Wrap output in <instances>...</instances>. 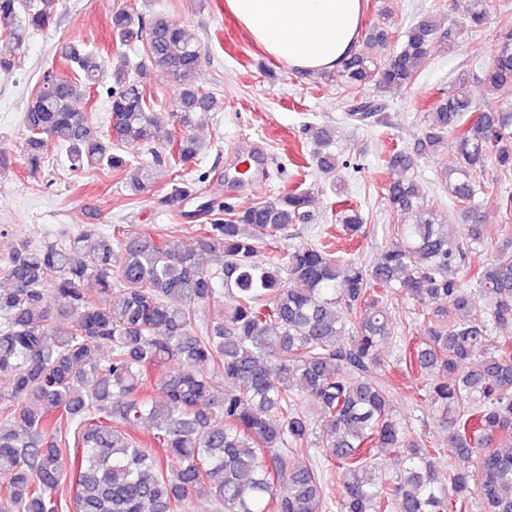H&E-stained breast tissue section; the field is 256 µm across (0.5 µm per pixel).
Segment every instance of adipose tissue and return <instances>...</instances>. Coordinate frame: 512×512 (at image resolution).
<instances>
[{
  "instance_id": "1",
  "label": "adipose tissue",
  "mask_w": 512,
  "mask_h": 512,
  "mask_svg": "<svg viewBox=\"0 0 512 512\" xmlns=\"http://www.w3.org/2000/svg\"><path fill=\"white\" fill-rule=\"evenodd\" d=\"M274 59L305 71L334 69L361 36V0H225Z\"/></svg>"
}]
</instances>
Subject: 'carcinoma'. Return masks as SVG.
<instances>
[{"label": "carcinoma", "instance_id": "carcinoma-1", "mask_svg": "<svg viewBox=\"0 0 512 512\" xmlns=\"http://www.w3.org/2000/svg\"><path fill=\"white\" fill-rule=\"evenodd\" d=\"M61 0H0V68L28 29L56 20ZM487 0H469L461 23L479 30ZM121 45L146 41L135 66L118 55L111 68L109 134L102 135L74 102L99 83V54L79 40L60 43L73 76L43 72L24 116L21 161L41 167L51 146L71 169L125 173L143 192L154 169L112 150V141L168 150L176 169L160 203L197 194L184 178L205 142L198 114L211 97L188 82L200 57L186 30L155 13L117 8L110 16ZM500 43L483 83L486 98L512 96V14L500 17ZM452 29L425 15L401 31L385 58L387 33L374 29L337 65L347 86H413L432 43ZM178 86L176 138L156 120L146 82L155 71ZM345 118L358 127L383 123L374 100ZM312 162L332 175L335 129L311 126ZM453 136L456 160L444 169L454 205L470 212L479 193L499 191L501 239L482 224H454L438 214L417 177L416 158L435 156ZM384 199L409 224H395L369 264L339 257L326 238L273 246L311 219L313 193L291 190L244 210L210 200L195 244L182 248L157 231L92 224L36 247L21 243L0 276V512H63L56 490L75 484L72 512H184L208 498L217 512H461L471 499L482 512H512V103H478L460 77L424 115L416 150L396 151ZM493 177H488V174ZM351 240L365 239L356 208L336 215ZM481 247L488 263L466 266ZM225 295L224 316H200ZM107 297L102 304L97 297ZM414 305L415 321L398 330L390 308ZM402 354L384 345L396 338ZM422 380L420 401L448 433L444 449L416 436L394 414L400 367ZM224 377V393L211 375ZM161 391L159 402L152 392ZM76 451L62 452V429ZM148 434L143 439L140 434ZM313 448L299 459L295 449ZM392 450L402 468L383 472ZM341 480L336 500L326 473Z\"/></svg>", "mask_w": 512, "mask_h": 512}]
</instances>
